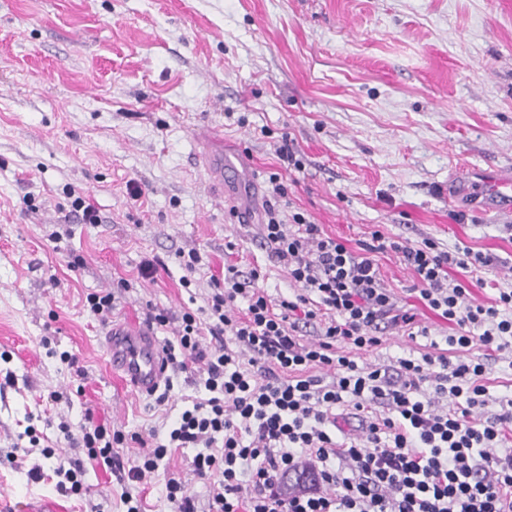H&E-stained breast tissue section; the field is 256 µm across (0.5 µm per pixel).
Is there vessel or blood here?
Masks as SVG:
<instances>
[{
	"mask_svg": "<svg viewBox=\"0 0 512 512\" xmlns=\"http://www.w3.org/2000/svg\"><path fill=\"white\" fill-rule=\"evenodd\" d=\"M204 166L221 186L232 187L237 175V167L232 161L212 154L206 156ZM454 186L465 192L478 190L489 209L512 211V175L472 172L466 178L456 180ZM103 351L110 366L140 393H154L166 378L164 353L149 326L108 325Z\"/></svg>",
	"mask_w": 512,
	"mask_h": 512,
	"instance_id": "1",
	"label": "vessel or blood"
}]
</instances>
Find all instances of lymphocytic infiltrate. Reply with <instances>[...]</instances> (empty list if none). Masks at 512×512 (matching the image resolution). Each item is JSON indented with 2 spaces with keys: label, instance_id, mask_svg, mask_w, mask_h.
I'll return each instance as SVG.
<instances>
[{
  "label": "lymphocytic infiltrate",
  "instance_id": "lymphocytic-infiltrate-1",
  "mask_svg": "<svg viewBox=\"0 0 512 512\" xmlns=\"http://www.w3.org/2000/svg\"><path fill=\"white\" fill-rule=\"evenodd\" d=\"M269 182L273 201L284 197L279 175ZM273 201L262 235L292 294L270 299L258 269L225 267L206 307L184 312L164 346L167 365L206 398L182 409L160 442L108 432L90 414L78 430L61 425L86 458L56 467L58 490L79 494L89 464L140 482L172 449L192 448L191 472L209 483L205 512H512V397L488 413L484 383L490 361L512 353V290L487 305L453 274L492 266L493 256L378 230L354 249L303 213L284 223ZM389 252L414 272L422 305L452 325L449 350L361 366L353 352L407 320L375 260ZM310 329L317 338L304 341ZM343 405L360 424L340 442ZM127 439L141 449L128 468L115 451ZM299 470L313 487L284 495Z\"/></svg>",
  "mask_w": 512,
  "mask_h": 512
}]
</instances>
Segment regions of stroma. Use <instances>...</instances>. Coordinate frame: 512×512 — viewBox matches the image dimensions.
<instances>
[{
	"label": "stroma",
	"instance_id": "obj_1",
	"mask_svg": "<svg viewBox=\"0 0 512 512\" xmlns=\"http://www.w3.org/2000/svg\"><path fill=\"white\" fill-rule=\"evenodd\" d=\"M286 137L302 171L278 158ZM207 147L242 169L235 191L206 175ZM460 168L512 173V0H0V499L10 512L42 498L61 512H125L102 467L86 469L82 494L57 490L59 459L84 456L59 446L60 423L78 427L89 412L109 430L162 438L196 389L176 375L160 404L124 386L85 298L116 290L118 322L143 321L151 305L168 311L172 323L156 331L164 341L176 316L206 306L225 265L258 268L271 298L288 295L258 224L271 174L285 187L283 218L303 213L350 246L378 229L495 256L474 290L493 302L512 288V212L443 195ZM69 187L102 221L49 240ZM243 199L256 223L232 217ZM190 249L202 261L189 273L177 254ZM75 255L84 263L73 269ZM153 256L164 269L139 278ZM377 260L429 332L390 330L357 362L444 344L448 323L415 297L412 270L391 253ZM194 454L178 449L132 485L146 512H171L166 479L188 475Z\"/></svg>",
	"mask_w": 512,
	"mask_h": 512
}]
</instances>
